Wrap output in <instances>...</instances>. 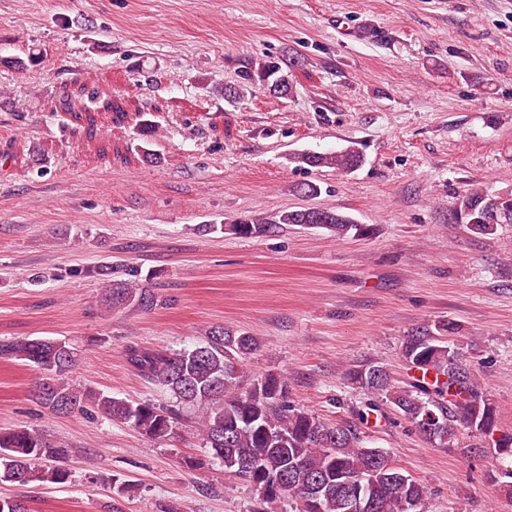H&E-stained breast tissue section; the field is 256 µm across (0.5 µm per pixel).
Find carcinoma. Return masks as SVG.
<instances>
[{"instance_id": "cac0c4a2", "label": "carcinoma", "mask_w": 512, "mask_h": 512, "mask_svg": "<svg viewBox=\"0 0 512 512\" xmlns=\"http://www.w3.org/2000/svg\"><path fill=\"white\" fill-rule=\"evenodd\" d=\"M259 78L276 92L288 89V76L268 64ZM224 87V100L234 103L246 96L253 78ZM109 113L121 108L93 93H66L55 112L76 120L95 122L91 107ZM297 162L309 167L332 168L346 173L361 162L355 149L335 153H304ZM488 195L471 188L458 198L457 209L471 232L492 235L497 225L484 222ZM281 224H313L337 237L365 236L366 225L331 208L282 210L276 215L254 214L234 224L211 225L242 237L259 236ZM111 305L150 307L153 297L136 280L112 281ZM442 334L418 332L402 348L405 364L415 371L411 381L396 382L379 365L346 370L347 383L367 395L361 418L367 420L389 405L426 439L444 448L459 444V428L480 436L496 431V409L482 389L462 347L448 339L453 327L439 326ZM257 349L255 337L215 327L203 343L178 352L127 350L129 363L146 379L169 391L179 405L197 408L198 429L209 457L224 470L249 485L274 482L262 497L266 503L288 499L296 512H356L361 502L370 512H429L427 487L397 467L384 448L373 447L347 425L326 423L288 401V382L279 374H266L246 384L239 362ZM78 356L75 344L62 339L0 340V358L23 361L37 370L34 395L50 412L68 416L90 405L105 418L125 424L154 440L167 442L176 436L178 409L151 401L119 399L104 391L80 389L69 382ZM493 447L501 462L492 481L512 494V433L504 432ZM71 448L36 429L16 427L0 431V482L22 486L65 485L72 472L61 465ZM250 464L252 470L240 471ZM0 512H31L27 500L0 497Z\"/></svg>"}]
</instances>
